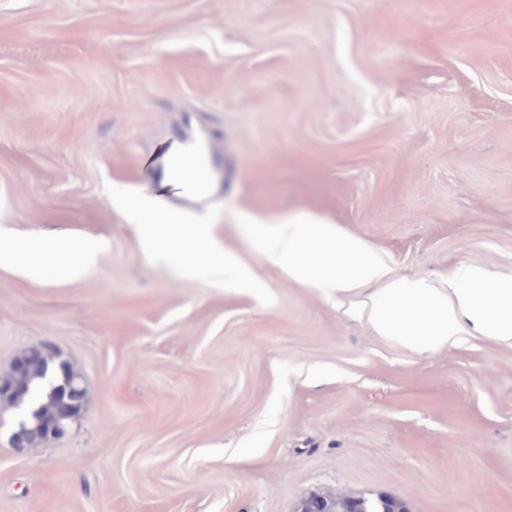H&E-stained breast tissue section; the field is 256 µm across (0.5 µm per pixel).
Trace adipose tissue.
<instances>
[{
	"label": "adipose tissue",
	"mask_w": 512,
	"mask_h": 512,
	"mask_svg": "<svg viewBox=\"0 0 512 512\" xmlns=\"http://www.w3.org/2000/svg\"><path fill=\"white\" fill-rule=\"evenodd\" d=\"M144 234L153 248L180 246L216 258L224 253L207 228L182 229L162 223L160 216L134 204ZM101 249L97 240L71 237L32 238L0 248V266L15 267L31 278L46 269L66 278L91 269ZM272 261L306 251L313 264L293 262L289 276L327 290L337 298L358 297L378 335L419 354H433L463 341L467 330H492L496 340L512 343V276L477 267L456 271L444 293L394 277L390 267L365 243L341 235L336 225L310 215H296L273 226L262 242ZM381 284L382 297H368L370 285Z\"/></svg>",
	"instance_id": "1"
}]
</instances>
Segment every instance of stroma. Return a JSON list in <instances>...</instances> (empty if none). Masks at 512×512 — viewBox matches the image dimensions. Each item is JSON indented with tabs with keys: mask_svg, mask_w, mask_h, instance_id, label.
<instances>
[{
	"mask_svg": "<svg viewBox=\"0 0 512 512\" xmlns=\"http://www.w3.org/2000/svg\"><path fill=\"white\" fill-rule=\"evenodd\" d=\"M199 139L234 190L180 211L160 151ZM129 199L230 267L153 259ZM299 213L435 291L512 274V0H0V228L104 244L0 267V374L47 343L88 391L64 439H0V512H512V345L378 336L262 251ZM101 250L97 240L63 235L32 238L0 248V266L15 267L30 278H40L46 268L66 278L91 269Z\"/></svg>",
	"mask_w": 512,
	"mask_h": 512,
	"instance_id": "stroma-1",
	"label": "stroma"
}]
</instances>
